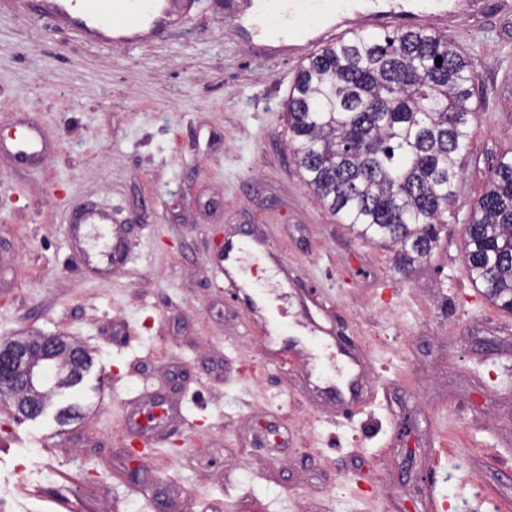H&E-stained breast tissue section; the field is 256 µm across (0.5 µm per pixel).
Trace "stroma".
Masks as SVG:
<instances>
[{
  "label": "stroma",
  "mask_w": 512,
  "mask_h": 512,
  "mask_svg": "<svg viewBox=\"0 0 512 512\" xmlns=\"http://www.w3.org/2000/svg\"><path fill=\"white\" fill-rule=\"evenodd\" d=\"M142 45L92 42L25 0H0V139L39 123L51 153L0 154V338L61 333L93 364L16 418L0 399L7 512H512V314L475 285L463 227L512 154V0H445L442 33L475 72L477 114L459 195L427 261L356 237L307 185L285 103L308 62L258 48L252 0H188ZM94 203L130 256L104 278L67 224ZM259 225L292 269L282 330L231 301L225 234ZM324 331L309 366L336 376L346 336L370 371L361 402L317 405L290 336ZM174 422L145 437L132 403ZM80 407L58 423L54 411ZM143 403L144 407H148V411L145 415V428H143L137 420V415L142 412L144 407L131 413L128 422L133 425L138 424V426L144 431L161 427L164 423H168L174 418L173 408L168 406L165 402L157 401L149 395L143 400Z\"/></svg>",
  "instance_id": "stroma-1"
}]
</instances>
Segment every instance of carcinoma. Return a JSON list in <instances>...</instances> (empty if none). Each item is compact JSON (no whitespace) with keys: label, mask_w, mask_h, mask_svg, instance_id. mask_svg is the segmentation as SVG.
Instances as JSON below:
<instances>
[{"label":"carcinoma","mask_w":512,"mask_h":512,"mask_svg":"<svg viewBox=\"0 0 512 512\" xmlns=\"http://www.w3.org/2000/svg\"><path fill=\"white\" fill-rule=\"evenodd\" d=\"M474 80L433 31H360L311 55L288 97L307 184L360 239L398 246L404 274L431 255L457 196ZM465 234L472 282L512 312V158L499 161Z\"/></svg>","instance_id":"carcinoma-1"}]
</instances>
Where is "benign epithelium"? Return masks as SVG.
Wrapping results in <instances>:
<instances>
[{"label": "benign epithelium", "instance_id": "1", "mask_svg": "<svg viewBox=\"0 0 512 512\" xmlns=\"http://www.w3.org/2000/svg\"><path fill=\"white\" fill-rule=\"evenodd\" d=\"M82 360L77 346L61 335L1 340L0 397L11 402L14 414L29 419L40 417L47 412L48 404L38 394Z\"/></svg>", "mask_w": 512, "mask_h": 512}]
</instances>
